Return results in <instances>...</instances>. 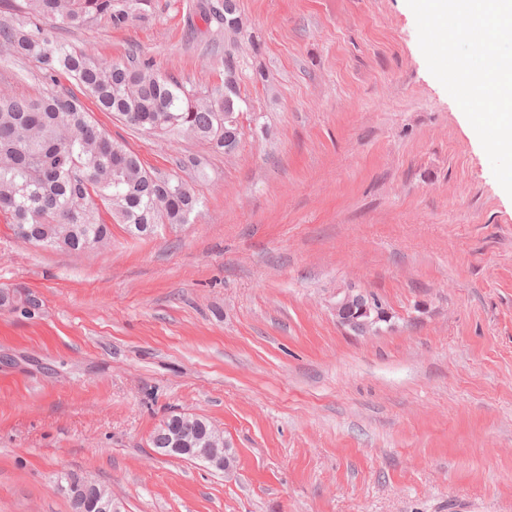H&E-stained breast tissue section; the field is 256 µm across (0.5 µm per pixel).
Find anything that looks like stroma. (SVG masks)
Wrapping results in <instances>:
<instances>
[{
	"label": "stroma",
	"instance_id": "1",
	"mask_svg": "<svg viewBox=\"0 0 512 512\" xmlns=\"http://www.w3.org/2000/svg\"><path fill=\"white\" fill-rule=\"evenodd\" d=\"M203 0L55 39L147 59L187 87L224 80ZM242 136L232 155L92 117L201 205L105 254L18 243L0 216V512H71L75 471L127 512H512V196L429 72L406 0H236ZM50 91L0 59V89ZM198 158L201 170L188 168ZM378 296L340 325L338 289ZM10 362H3V355ZM181 412L232 468L160 455ZM378 301L377 296L372 294ZM370 293L356 292L353 288L336 291V300L331 304L336 320L354 331L369 329L387 320V312L377 307ZM381 302V301H380ZM382 304V302H381Z\"/></svg>",
	"mask_w": 512,
	"mask_h": 512
}]
</instances>
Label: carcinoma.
Masks as SVG:
<instances>
[{"instance_id": "1", "label": "carcinoma", "mask_w": 512, "mask_h": 512, "mask_svg": "<svg viewBox=\"0 0 512 512\" xmlns=\"http://www.w3.org/2000/svg\"><path fill=\"white\" fill-rule=\"evenodd\" d=\"M148 2L22 0L18 16L0 24V53L32 60L46 81L55 85L64 77L82 94L0 92V213L19 242L46 250L105 251L112 224L94 196L113 224L138 238L185 224L198 209L200 199L186 182L147 171L124 140L92 119L84 100L137 129L183 133L222 153L224 114H236L240 100L234 81L198 92L157 72L148 60L108 63L89 49L57 41L41 25L48 17L73 33L101 22L121 28L142 16ZM178 428L177 419H168V427L152 435L153 447L168 453ZM64 479L73 485L72 512H105L97 484L74 472Z\"/></svg>"}]
</instances>
